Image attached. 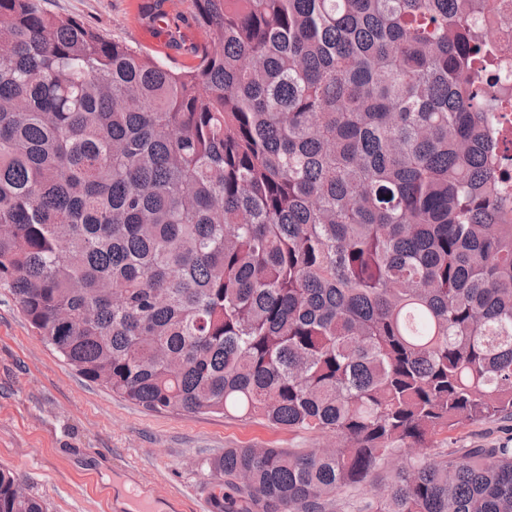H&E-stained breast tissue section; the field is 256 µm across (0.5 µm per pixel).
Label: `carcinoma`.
Segmentation results:
<instances>
[{
    "instance_id": "carcinoma-1",
    "label": "carcinoma",
    "mask_w": 512,
    "mask_h": 512,
    "mask_svg": "<svg viewBox=\"0 0 512 512\" xmlns=\"http://www.w3.org/2000/svg\"><path fill=\"white\" fill-rule=\"evenodd\" d=\"M192 2L181 70L0 0V287L149 411L336 438L224 449L214 512H512V448L437 450L512 417L497 0Z\"/></svg>"
}]
</instances>
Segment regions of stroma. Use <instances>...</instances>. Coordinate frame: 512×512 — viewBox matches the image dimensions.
Segmentation results:
<instances>
[{"label": "stroma", "mask_w": 512, "mask_h": 512, "mask_svg": "<svg viewBox=\"0 0 512 512\" xmlns=\"http://www.w3.org/2000/svg\"><path fill=\"white\" fill-rule=\"evenodd\" d=\"M144 0H40L115 41L141 45ZM512 419L440 435L442 448H499ZM333 439L259 420L150 412L79 375L32 331L0 288V468L12 471L48 512H137L152 488L153 512H212L208 463L227 448H324Z\"/></svg>", "instance_id": "35a3bbf8"}]
</instances>
